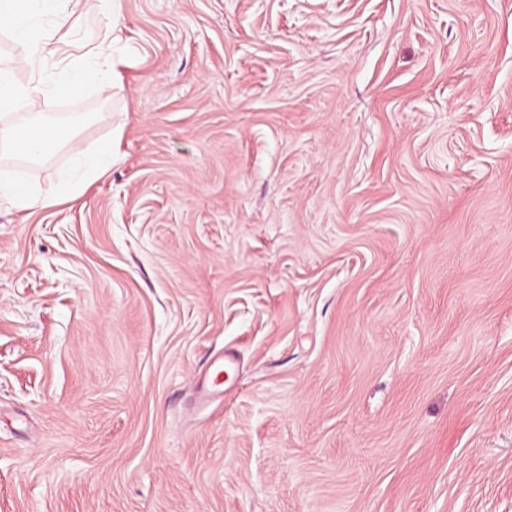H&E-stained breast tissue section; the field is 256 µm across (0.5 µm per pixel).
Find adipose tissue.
Listing matches in <instances>:
<instances>
[{
    "instance_id": "ef3b65f1",
    "label": "adipose tissue",
    "mask_w": 512,
    "mask_h": 512,
    "mask_svg": "<svg viewBox=\"0 0 512 512\" xmlns=\"http://www.w3.org/2000/svg\"><path fill=\"white\" fill-rule=\"evenodd\" d=\"M83 0H0V32L21 47L20 56L0 65V157L23 156L29 163H45L68 150L71 164L49 188L0 177V199L21 212L48 209L80 198L85 186L101 178L117 153L111 143L84 147L77 128L83 118L58 119L43 110L50 96L83 85L90 70L111 72L112 40L102 34L84 53L75 54V19ZM27 72L20 81L18 72Z\"/></svg>"
}]
</instances>
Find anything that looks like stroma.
Here are the masks:
<instances>
[{"mask_svg": "<svg viewBox=\"0 0 512 512\" xmlns=\"http://www.w3.org/2000/svg\"><path fill=\"white\" fill-rule=\"evenodd\" d=\"M115 24L118 160L0 204V512H512V0Z\"/></svg>", "mask_w": 512, "mask_h": 512, "instance_id": "obj_1", "label": "stroma"}]
</instances>
